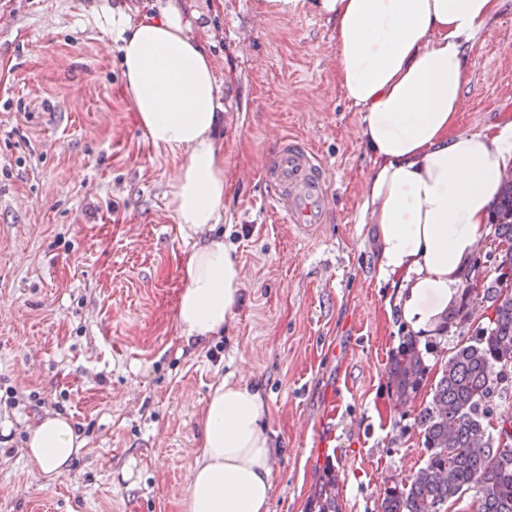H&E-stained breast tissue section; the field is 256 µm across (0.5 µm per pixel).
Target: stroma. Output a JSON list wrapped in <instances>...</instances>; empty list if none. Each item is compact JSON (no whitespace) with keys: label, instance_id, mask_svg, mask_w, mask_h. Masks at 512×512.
Instances as JSON below:
<instances>
[{"label":"stroma","instance_id":"35a3bbf8","mask_svg":"<svg viewBox=\"0 0 512 512\" xmlns=\"http://www.w3.org/2000/svg\"><path fill=\"white\" fill-rule=\"evenodd\" d=\"M196 14L225 107L224 213L215 230L244 274L224 335L186 343L180 264L193 245L169 205L178 158L142 134L112 15L153 0H0V512H180L221 379L260 387L273 432L271 512H310L326 466L342 512H381L389 477L423 463L415 422L441 358L403 410L390 354L404 321L360 221L371 162L336 83L334 25L267 0H177ZM458 127L512 109V0L468 51ZM286 134L309 142L331 218L296 235L263 168ZM85 440L44 484L23 454L43 416Z\"/></svg>","mask_w":512,"mask_h":512}]
</instances>
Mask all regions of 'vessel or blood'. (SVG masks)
<instances>
[{
	"instance_id": "b4317fda",
	"label": "vessel or blood",
	"mask_w": 512,
	"mask_h": 512,
	"mask_svg": "<svg viewBox=\"0 0 512 512\" xmlns=\"http://www.w3.org/2000/svg\"><path fill=\"white\" fill-rule=\"evenodd\" d=\"M264 175L286 223L304 234L325 222L329 182L324 167L304 143L279 137Z\"/></svg>"
}]
</instances>
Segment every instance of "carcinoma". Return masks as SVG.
<instances>
[{"instance_id": "carcinoma-1", "label": "carcinoma", "mask_w": 512, "mask_h": 512, "mask_svg": "<svg viewBox=\"0 0 512 512\" xmlns=\"http://www.w3.org/2000/svg\"><path fill=\"white\" fill-rule=\"evenodd\" d=\"M493 250L485 256L494 277L472 276L461 302L445 313L436 335L448 337V323L461 341L441 365L431 401L417 415L427 458L411 476L386 485L382 512H448L472 494L476 512H512V415L499 417V406L512 402V180L504 183L490 220ZM490 311L473 323L474 307ZM415 336L401 337L389 366L391 392L411 401L429 373ZM313 501L317 512H339L336 476L323 479Z\"/></svg>"}]
</instances>
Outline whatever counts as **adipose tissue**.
Segmentation results:
<instances>
[{"label": "adipose tissue", "mask_w": 512, "mask_h": 512, "mask_svg": "<svg viewBox=\"0 0 512 512\" xmlns=\"http://www.w3.org/2000/svg\"><path fill=\"white\" fill-rule=\"evenodd\" d=\"M288 13L310 6L332 21L336 80L361 112L372 160L361 221L375 225L379 275L397 288L403 320L434 330L454 307L475 249L487 234L512 169V114L462 131L470 42L500 0H270ZM124 87L145 137L183 159L170 185L182 234L198 240L181 265V337L218 336L242 302L238 259L222 238L204 237L224 212L223 108L213 61L193 19L175 0L115 24ZM259 388L223 380L202 411L203 437L180 512H270L272 440ZM84 441L65 416L33 427L25 456L34 472L66 473Z\"/></svg>", "instance_id": "obj_1"}]
</instances>
